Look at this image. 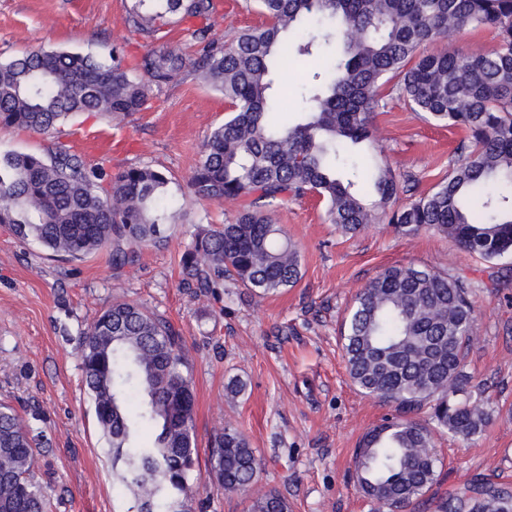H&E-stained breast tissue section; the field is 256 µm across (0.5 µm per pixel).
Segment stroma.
Segmentation results:
<instances>
[{"label":"stroma","mask_w":512,"mask_h":512,"mask_svg":"<svg viewBox=\"0 0 512 512\" xmlns=\"http://www.w3.org/2000/svg\"><path fill=\"white\" fill-rule=\"evenodd\" d=\"M212 3L205 20L169 16L166 36L153 40L129 28L136 0H0L2 60L43 47L101 58L119 48L133 72L149 50L173 49L186 62L177 80L152 87L143 111L129 118L82 114L53 138L0 131L2 152L43 154L58 140L87 166L115 174L149 165L170 179L174 221L141 248L132 267L114 265L108 247L81 261L55 257L0 224V401L50 440L35 479L55 512L137 510L113 478L78 351L83 333L116 301L165 317L185 340L203 473L194 512H246L250 498L272 488L293 512H371L349 471L360 437L393 409L351 381L339 327L356 294L391 265L463 278L475 309L467 371L493 416L471 440L437 439L435 492L476 477L512 483V256L485 261L436 231L405 238L385 221L344 235L326 223L323 204L307 196L272 213L300 252L295 286L260 296L230 282L208 294L184 285L180 257L197 226L225 223L238 210L237 203L198 202L188 193L208 139L228 114L222 94L193 71V33L205 26L211 37L229 41L265 21L256 0ZM397 84L392 78L381 89L367 150L396 173L402 206L447 175L462 156L465 133L413 111ZM233 378L245 389L231 398L226 385ZM228 424L247 435L260 462L245 493L225 491L207 475L209 442Z\"/></svg>","instance_id":"stroma-1"}]
</instances>
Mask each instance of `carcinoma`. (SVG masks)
I'll use <instances>...</instances> for the list:
<instances>
[{
	"label": "carcinoma",
	"instance_id": "carcinoma-1",
	"mask_svg": "<svg viewBox=\"0 0 512 512\" xmlns=\"http://www.w3.org/2000/svg\"><path fill=\"white\" fill-rule=\"evenodd\" d=\"M267 22L230 42L194 32L195 71L229 104L211 134L188 187L198 201L239 200L235 218L198 227L182 253L188 287L209 293L235 282L275 295L301 277L295 244L271 218L277 205L307 195L325 206L344 234L388 221L404 237L433 229L485 261L512 256V0H257ZM212 0H137L133 31L157 35L169 14L205 18ZM489 29L497 45L460 58L433 49L450 32ZM345 32L335 62L323 44ZM316 61L302 93L306 111L284 124L274 99L276 60ZM148 81L111 60L37 49L0 61V130L51 134L71 117H128L144 109L149 85L180 75L183 57L150 50L141 58ZM391 76L410 107L467 130L464 158L431 191L393 209L395 174L373 160L346 170L351 148L371 138L379 88ZM166 174L150 165L115 175L88 168L61 143L47 154L0 152V224L55 256L81 260L114 241L128 249L114 262L134 265L138 249L171 223ZM484 193L481 209L467 207ZM474 309L459 277L428 268H384L355 297L341 345L352 382L395 407L355 448L354 479L386 512L416 502L431 512H512V485L476 480L426 498L438 481L435 437L470 439L491 419L473 398L465 348ZM83 381L98 427L112 449L115 479L137 512H191L198 463L194 392L183 336L163 317L117 301L83 334ZM42 436L0 402V512H53L34 480ZM210 472L228 491H245L258 462L248 437L227 424L210 444ZM249 512H292L278 490L252 499Z\"/></svg>",
	"mask_w": 512,
	"mask_h": 512
}]
</instances>
